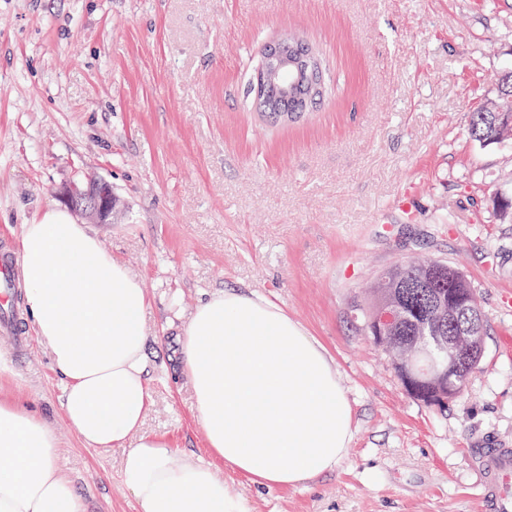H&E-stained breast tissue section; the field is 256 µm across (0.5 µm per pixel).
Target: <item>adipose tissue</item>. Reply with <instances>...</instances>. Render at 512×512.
Instances as JSON below:
<instances>
[{
	"instance_id": "ef3b65f1",
	"label": "adipose tissue",
	"mask_w": 512,
	"mask_h": 512,
	"mask_svg": "<svg viewBox=\"0 0 512 512\" xmlns=\"http://www.w3.org/2000/svg\"><path fill=\"white\" fill-rule=\"evenodd\" d=\"M26 310L65 383V417L90 448L134 440L121 481L138 512H250L204 464H173L140 435L150 403L147 295L86 225L49 208L23 225ZM185 371L211 453L266 488L332 470L352 439V408L325 349L277 305L227 290L201 303L181 333ZM44 419L0 402V512H86L58 470Z\"/></svg>"
}]
</instances>
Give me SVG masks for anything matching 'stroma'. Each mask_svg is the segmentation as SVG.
Wrapping results in <instances>:
<instances>
[{"label":"stroma","instance_id":"35a3bbf8","mask_svg":"<svg viewBox=\"0 0 512 512\" xmlns=\"http://www.w3.org/2000/svg\"><path fill=\"white\" fill-rule=\"evenodd\" d=\"M303 35L329 94L273 127L247 94L266 42ZM512 63V0H0V241L17 246L68 185L111 183L93 232L148 296L141 431L209 465L251 512H486L481 455L512 448V137L467 125ZM441 259L473 284L486 349L462 396L414 399L355 307L376 274ZM267 299L332 358L353 411L346 457L259 488L206 446L180 334L197 305ZM0 341V401L36 409L86 512H137L125 446L85 447L27 314Z\"/></svg>","mask_w":512,"mask_h":512}]
</instances>
